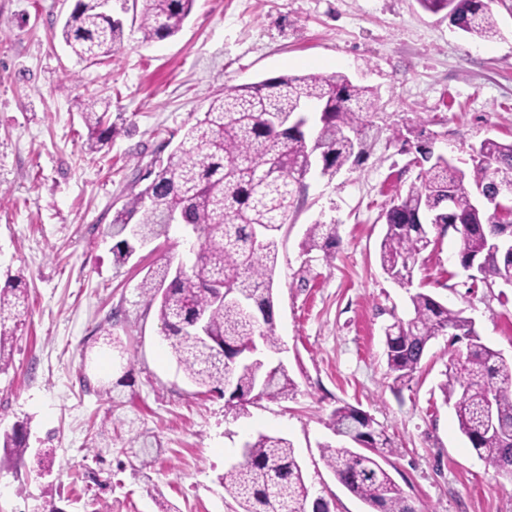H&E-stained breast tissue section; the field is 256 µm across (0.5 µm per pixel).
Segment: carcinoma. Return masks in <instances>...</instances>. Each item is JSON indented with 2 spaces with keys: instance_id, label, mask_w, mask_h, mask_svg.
<instances>
[{
  "instance_id": "obj_1",
  "label": "carcinoma",
  "mask_w": 512,
  "mask_h": 512,
  "mask_svg": "<svg viewBox=\"0 0 512 512\" xmlns=\"http://www.w3.org/2000/svg\"><path fill=\"white\" fill-rule=\"evenodd\" d=\"M429 12L447 11L455 27L480 40L498 30L488 0H417ZM196 0H143L138 31L147 43L175 36ZM70 51L83 60L112 56L124 38V23L105 16L100 0H77L62 27ZM301 102L319 111L310 148L305 129L288 128ZM377 109L375 92L351 82L342 72L281 75L256 83L226 86L210 101L203 117L188 127L167 160L154 163L153 179L131 194L109 224L116 239L114 261L127 262L137 247L169 234L171 212L183 215L195 261L188 270L166 262L139 285L148 306H156L172 356L200 393L222 392L227 407L242 410L253 400L288 398L295 388L281 364L236 359L241 346L257 341L264 352L281 350L275 332L274 275L278 234L287 223L303 183L315 165L334 176L355 154L361 134ZM81 114L90 148L112 140L108 112L89 98ZM493 192L512 185V142L485 139L477 149L472 177L440 158L418 175L385 212L380 244L385 274L401 285L412 283L423 252L435 240L432 214L448 223L447 205L467 226L459 258L482 262L483 282L512 281V252L493 249L492 214L474 206L470 186ZM334 224H313L304 245L330 249ZM408 319H398L385 334L389 375L412 379L432 339L450 334L451 344L467 340L453 353L457 366L440 385L444 400L455 399L459 432L478 457L501 476L512 478V360L484 344L473 322L418 291L410 296ZM25 295L17 285L0 289V364L13 333L7 323L21 315ZM336 435L347 444L321 446V456L337 482L373 512H416L378 458L392 452L386 437L361 409L343 404L331 414ZM224 491L242 512H308L307 488L290 440L260 434L242 446L241 460L224 471Z\"/></svg>"
}]
</instances>
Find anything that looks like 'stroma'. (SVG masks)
Listing matches in <instances>:
<instances>
[{"mask_svg": "<svg viewBox=\"0 0 512 512\" xmlns=\"http://www.w3.org/2000/svg\"><path fill=\"white\" fill-rule=\"evenodd\" d=\"M75 3L0 0V289L18 275L26 296L0 367V435L20 421L28 443L20 458L0 447V512H239L222 476L260 433L292 442L309 499L368 512L321 458L341 442L330 415L343 403L389 438L383 466L417 512H512V479L486 467L443 400L447 337L403 384L384 355L387 327L423 291L511 360L512 288L472 280L444 225L411 285L378 261L384 214L417 180L413 147L433 142L469 173L483 140L512 141V0H493L489 42L417 0H197L181 32L150 44L124 14L121 48L95 64L61 39ZM309 72L373 87L379 109L360 157L307 175L282 230L276 333L295 389L238 414L197 394L139 294L149 269L192 264L184 228L118 265L108 227L225 86ZM91 96L116 128L95 151L80 108ZM316 223L336 226L334 259L304 248Z\"/></svg>", "mask_w": 512, "mask_h": 512, "instance_id": "stroma-1", "label": "stroma"}]
</instances>
